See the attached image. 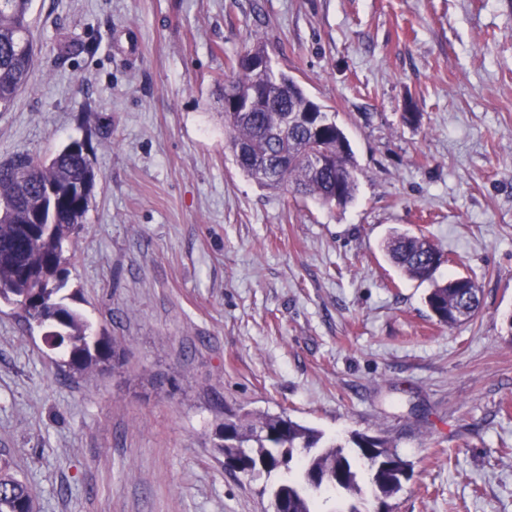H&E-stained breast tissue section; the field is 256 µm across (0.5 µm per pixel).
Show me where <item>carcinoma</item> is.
I'll list each match as a JSON object with an SVG mask.
<instances>
[{
  "instance_id": "obj_1",
  "label": "carcinoma",
  "mask_w": 512,
  "mask_h": 512,
  "mask_svg": "<svg viewBox=\"0 0 512 512\" xmlns=\"http://www.w3.org/2000/svg\"><path fill=\"white\" fill-rule=\"evenodd\" d=\"M32 0H0V111H8L29 82L34 63L28 14ZM269 58L262 38L245 42L231 60L232 76L224 87L243 95L262 91L253 111L224 112L226 146L238 169L258 184L289 194L310 197L323 206L344 207L355 197L357 166L344 131L328 113L318 112L314 130L300 121L313 99L290 75L272 65L260 69L252 62ZM80 142L71 141L48 160L18 154L0 163V249L15 250L41 278L21 274L11 260L0 258V299L21 305L24 298L37 303L41 315L21 311L30 326L45 330V339H59L68 359L64 365L81 372L104 363L112 355L110 336L90 335L84 317L69 307L64 251L73 245L76 228L84 223L96 183L94 168L79 158ZM288 155L277 178H258L255 164ZM43 212L35 236L15 245L18 228L26 221L27 207ZM390 261L407 276L429 282L426 304L441 323L450 327L471 320L482 305L475 281L451 278L439 281L435 273L441 253L424 236L393 234L385 244ZM353 442L368 463V481L374 498L387 500L402 488L410 464L381 438L369 442L359 435ZM215 450L241 462V472L265 478L271 499L288 501V512H317L316 495L304 485L307 474L333 477L330 489L349 496L364 495L357 465L346 446L322 443V433L285 414L255 419L231 415L218 425ZM32 497L27 484L0 459V512H24Z\"/></svg>"
}]
</instances>
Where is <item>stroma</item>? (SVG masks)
<instances>
[{
  "instance_id": "35a3bbf8",
  "label": "stroma",
  "mask_w": 512,
  "mask_h": 512,
  "mask_svg": "<svg viewBox=\"0 0 512 512\" xmlns=\"http://www.w3.org/2000/svg\"><path fill=\"white\" fill-rule=\"evenodd\" d=\"M30 22L0 163L88 145L67 293L117 341L72 372L0 300V457L36 512H273L213 447L230 411L387 439L412 467L392 512H512V0H33ZM257 36L346 134L347 206L225 152ZM396 230L476 282L473 320L431 315Z\"/></svg>"
}]
</instances>
